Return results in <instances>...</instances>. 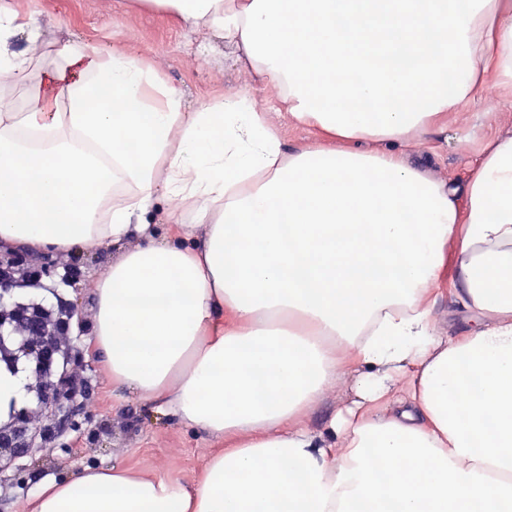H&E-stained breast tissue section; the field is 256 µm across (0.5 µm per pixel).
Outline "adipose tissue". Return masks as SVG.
<instances>
[{
	"label": "adipose tissue",
	"instance_id": "obj_1",
	"mask_svg": "<svg viewBox=\"0 0 512 512\" xmlns=\"http://www.w3.org/2000/svg\"><path fill=\"white\" fill-rule=\"evenodd\" d=\"M151 2L222 36L321 138L287 148L246 87L183 111L144 58L45 41L0 5L1 79L28 86L45 47L61 62L31 111L0 105V245H124L94 289L98 361L219 445L188 478L43 482L32 512L512 505V131L462 188L407 160L481 78L512 86V0ZM445 279L478 319L460 336L433 318Z\"/></svg>",
	"mask_w": 512,
	"mask_h": 512
}]
</instances>
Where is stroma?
Masks as SVG:
<instances>
[{"label":"stroma","mask_w":512,"mask_h":512,"mask_svg":"<svg viewBox=\"0 0 512 512\" xmlns=\"http://www.w3.org/2000/svg\"><path fill=\"white\" fill-rule=\"evenodd\" d=\"M30 13L53 39L74 38L97 50H129L150 60L160 75L180 94L184 111L216 102L232 89L249 86L267 111L280 108L276 89L236 63L222 40L208 31L189 30L162 9L137 0H9ZM512 128V88L487 77L480 97L448 118V130L415 145L409 162L433 177L463 185L483 146L499 132ZM109 247L64 252L60 262L78 258L82 272L77 287L58 285L64 298L76 303L90 332L95 313L94 285L111 264ZM87 377L90 394L86 412L92 429L69 432L65 448L24 459L39 477L69 479L85 467L118 464L145 469L158 476H192L199 472L213 443L171 417L141 406L135 399L117 401L112 382L100 364Z\"/></svg>","instance_id":"stroma-1"}]
</instances>
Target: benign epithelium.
<instances>
[{
    "mask_svg": "<svg viewBox=\"0 0 512 512\" xmlns=\"http://www.w3.org/2000/svg\"><path fill=\"white\" fill-rule=\"evenodd\" d=\"M59 262L23 248L0 250V369L24 380L28 402L0 407V475L20 482L19 456L62 448L61 438L85 415L88 381L73 374L86 368L79 337L72 336L75 306L54 304L31 293L48 287Z\"/></svg>",
    "mask_w": 512,
    "mask_h": 512,
    "instance_id": "obj_1",
    "label": "benign epithelium"
}]
</instances>
